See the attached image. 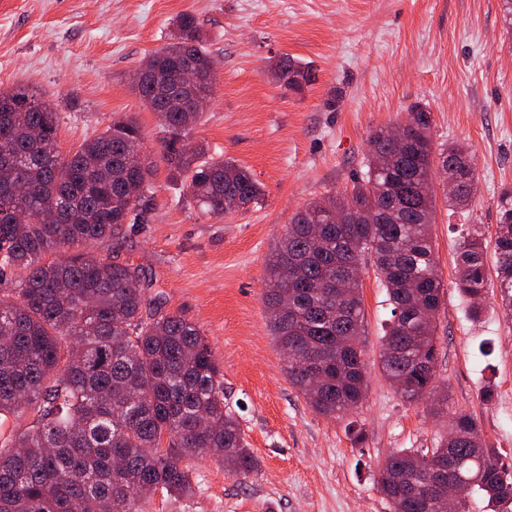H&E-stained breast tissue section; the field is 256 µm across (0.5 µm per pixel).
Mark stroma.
Masks as SVG:
<instances>
[{"mask_svg":"<svg viewBox=\"0 0 512 512\" xmlns=\"http://www.w3.org/2000/svg\"><path fill=\"white\" fill-rule=\"evenodd\" d=\"M501 8V0H0V88L27 87L56 109L61 151L116 118L138 119L141 151L155 165L148 220L93 250L140 267L147 296L199 327L260 462L241 481L214 459L190 458L194 495L156 492L147 512H390L377 484L385 456L436 446L445 423L381 374L391 313L372 269L360 287L368 389L352 414L322 416L290 385L265 305L268 261L293 214L360 178L375 129L415 105L430 110L435 143L468 145L477 168L471 212L438 204L432 226L446 286L435 385L512 461V315L494 291L472 321L454 261L467 225L494 234L499 196L512 190V35ZM186 11L217 62L191 145L248 167L263 189L259 204L217 218L172 181L159 118L131 89L134 70L168 44ZM285 54L313 68L301 92L271 75Z\"/></svg>","mask_w":512,"mask_h":512,"instance_id":"35a3bbf8","label":"stroma"}]
</instances>
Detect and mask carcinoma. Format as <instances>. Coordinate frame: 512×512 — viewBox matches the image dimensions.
I'll return each mask as SVG.
<instances>
[{
	"mask_svg": "<svg viewBox=\"0 0 512 512\" xmlns=\"http://www.w3.org/2000/svg\"><path fill=\"white\" fill-rule=\"evenodd\" d=\"M173 41L144 62L171 67L189 59L203 72L213 59L195 16L173 20ZM277 82L313 80L291 57L273 66ZM200 112H164L163 158L200 209L223 217L257 204L260 183L233 160L207 158L186 141ZM403 124L374 131L367 171L352 188L298 210L276 245L266 293L271 336L290 384L320 414L356 411L367 389L360 340L362 267L386 290L391 319L380 368L404 385L401 395L432 394L436 320L444 296L431 226L434 158L455 188L445 203L466 209L476 163L462 144L434 150L431 113L414 106ZM58 113L21 88L0 91V425L34 413L33 424L0 441V512H144L157 490L194 493L185 455L210 457L244 479L258 461L236 415L224 403L221 370L191 321L145 298L139 269L87 252L124 225L143 224L153 167L131 156L142 131L118 118L63 155ZM495 276L486 238L473 224L456 256V288L472 319L498 290L512 314V190L497 203ZM351 284L336 299V282ZM444 457L464 489L460 512L479 491L492 512H512V465L460 411L431 455L391 452L378 485L393 512H437L405 495L401 477Z\"/></svg>",
	"mask_w": 512,
	"mask_h": 512,
	"instance_id": "carcinoma-1",
	"label": "carcinoma"
}]
</instances>
